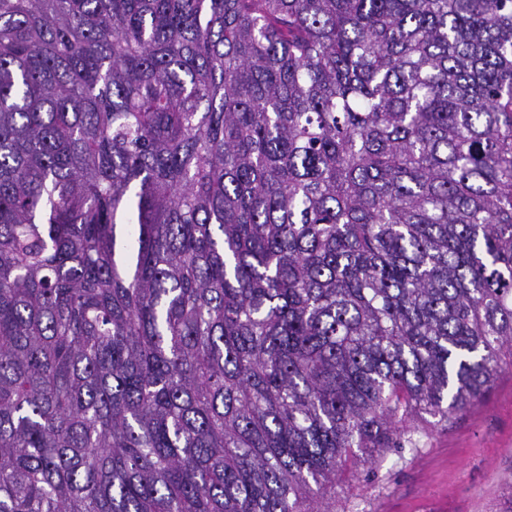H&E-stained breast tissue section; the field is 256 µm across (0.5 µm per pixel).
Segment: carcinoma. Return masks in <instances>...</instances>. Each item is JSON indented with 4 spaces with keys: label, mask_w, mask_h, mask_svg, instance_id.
Wrapping results in <instances>:
<instances>
[{
    "label": "carcinoma",
    "mask_w": 512,
    "mask_h": 512,
    "mask_svg": "<svg viewBox=\"0 0 512 512\" xmlns=\"http://www.w3.org/2000/svg\"><path fill=\"white\" fill-rule=\"evenodd\" d=\"M512 351V0H0V512H310Z\"/></svg>",
    "instance_id": "carcinoma-1"
}]
</instances>
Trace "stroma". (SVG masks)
<instances>
[{
    "instance_id": "1",
    "label": "stroma",
    "mask_w": 512,
    "mask_h": 512,
    "mask_svg": "<svg viewBox=\"0 0 512 512\" xmlns=\"http://www.w3.org/2000/svg\"><path fill=\"white\" fill-rule=\"evenodd\" d=\"M418 426L404 448L344 465L311 512L326 501L335 512H512V363L481 403Z\"/></svg>"
}]
</instances>
